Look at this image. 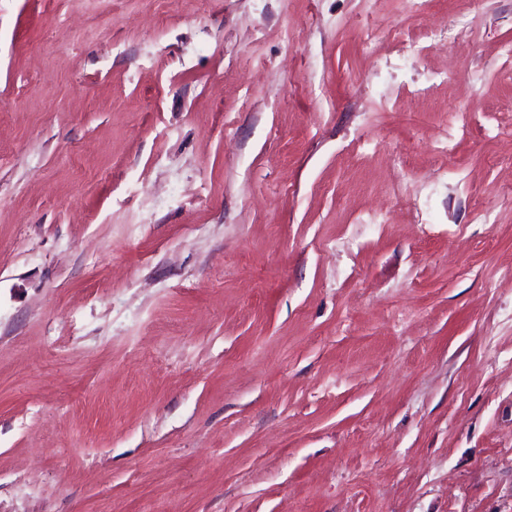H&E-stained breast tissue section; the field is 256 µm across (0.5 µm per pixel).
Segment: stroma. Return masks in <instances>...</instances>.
<instances>
[{
	"instance_id": "stroma-1",
	"label": "stroma",
	"mask_w": 512,
	"mask_h": 512,
	"mask_svg": "<svg viewBox=\"0 0 512 512\" xmlns=\"http://www.w3.org/2000/svg\"><path fill=\"white\" fill-rule=\"evenodd\" d=\"M510 41L0 0V512H512Z\"/></svg>"
}]
</instances>
